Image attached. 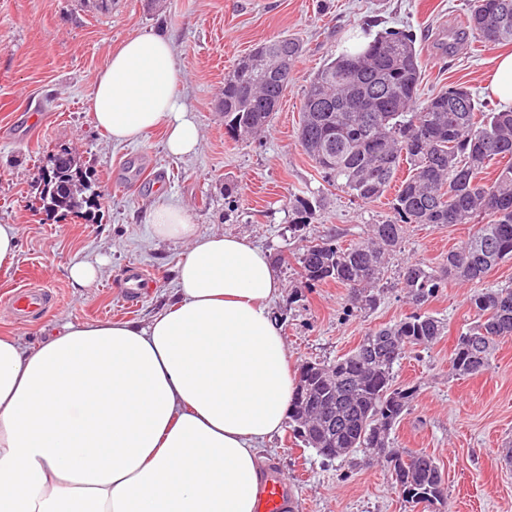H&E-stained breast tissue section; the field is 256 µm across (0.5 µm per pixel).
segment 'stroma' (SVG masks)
Here are the masks:
<instances>
[{"label": "stroma", "mask_w": 512, "mask_h": 512, "mask_svg": "<svg viewBox=\"0 0 512 512\" xmlns=\"http://www.w3.org/2000/svg\"><path fill=\"white\" fill-rule=\"evenodd\" d=\"M468 6L469 0H111L102 10L94 0H0V224L15 225L19 236L15 261L0 267V336L33 347L64 322L145 321L162 311L189 247L151 238L145 217L159 202L184 207L202 234L239 235L276 258L283 290L273 313L291 368L336 360L369 330L412 313L397 286L403 268L441 266L474 227L408 225L374 308L348 310L339 284L309 286L296 260L302 245L329 236L343 246L357 243L392 211L387 199L364 204L323 180L298 140L303 94L313 73L351 40L399 29L414 36L420 53L421 96L462 82L481 105L496 107L485 86L512 44L471 38L454 50L444 47ZM144 33L167 35L177 46L182 73L175 94L200 129L195 155L171 156L162 127L142 142L115 144L94 126L88 98L110 52ZM282 35L301 39L305 51L272 126L261 140H234L220 110L224 75L258 44ZM64 148L80 153L103 192L95 221L39 208V174ZM158 172L166 181L155 180ZM294 195L309 200L312 219L291 211ZM96 259L103 262L100 278L74 287L70 265ZM139 268L148 280L129 308L125 283ZM33 275L53 285L55 299L20 325L11 298ZM470 292L451 279L426 304L447 330L395 364V385L417 393L391 439L396 450L436 458L451 512H512V466L501 460L512 444V336L497 344L484 375L458 376L449 364L458 336L475 319ZM264 450L287 480L297 512H412L394 478L367 452L329 461L286 429Z\"/></svg>", "instance_id": "stroma-1"}]
</instances>
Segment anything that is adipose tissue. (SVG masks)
Returning a JSON list of instances; mask_svg holds the SVG:
<instances>
[{"instance_id": "1", "label": "adipose tissue", "mask_w": 512, "mask_h": 512, "mask_svg": "<svg viewBox=\"0 0 512 512\" xmlns=\"http://www.w3.org/2000/svg\"><path fill=\"white\" fill-rule=\"evenodd\" d=\"M180 72L169 37H129L89 97L97 126L116 143L163 126L171 154L195 153ZM146 222L191 247L149 322H67L33 348L0 336V512H257L260 446L296 386L272 311L282 282L269 252L200 235L178 205Z\"/></svg>"}]
</instances>
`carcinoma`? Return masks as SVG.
Here are the masks:
<instances>
[{"label":"carcinoma","mask_w":512,"mask_h":512,"mask_svg":"<svg viewBox=\"0 0 512 512\" xmlns=\"http://www.w3.org/2000/svg\"><path fill=\"white\" fill-rule=\"evenodd\" d=\"M488 44L512 43V0H470L466 31ZM303 53L291 36L267 40L224 75V127L238 139L256 137L270 125ZM422 67L413 37L399 30L377 33L356 53L324 63L304 91L299 140L329 186L369 204L408 175L392 200L398 220L370 225L367 237L343 247L323 239L298 254L310 285L335 282L346 304L371 309L383 293L387 256L401 243L407 224H477L471 238L448 252L437 271L405 266L400 285L415 311L369 331L350 353L333 362H306L288 413V427L303 446L325 459H343L360 449L381 458L409 504L447 512L448 493L435 458L390 449V435L410 409L416 388L393 387L394 365L409 347H425L446 330L423 306L445 279L481 281L499 263L512 260V110H483L462 83L425 100L417 98ZM51 178L41 175L39 199L50 213L85 219L100 193L83 171L81 156ZM493 177H486L491 165ZM477 319L458 337L450 357L457 375L478 376L490 368L494 343L512 336V285L482 288L469 299Z\"/></svg>","instance_id":"1"}]
</instances>
